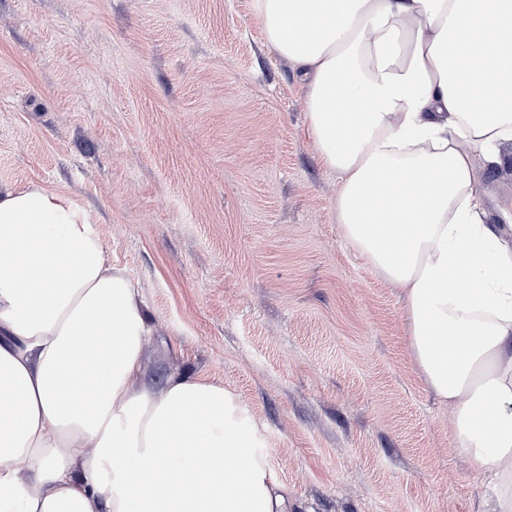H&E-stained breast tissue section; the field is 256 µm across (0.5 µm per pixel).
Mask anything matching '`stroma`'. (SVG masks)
Here are the masks:
<instances>
[{
	"label": "stroma",
	"instance_id": "35a3bbf8",
	"mask_svg": "<svg viewBox=\"0 0 512 512\" xmlns=\"http://www.w3.org/2000/svg\"><path fill=\"white\" fill-rule=\"evenodd\" d=\"M303 82L252 0H0V183L82 205L139 288L146 377L233 390L314 512H488L397 288L342 237ZM478 161L512 236V143Z\"/></svg>",
	"mask_w": 512,
	"mask_h": 512
}]
</instances>
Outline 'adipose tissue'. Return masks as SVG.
Returning <instances> with one entry per match:
<instances>
[{
  "label": "adipose tissue",
  "instance_id": "obj_1",
  "mask_svg": "<svg viewBox=\"0 0 512 512\" xmlns=\"http://www.w3.org/2000/svg\"><path fill=\"white\" fill-rule=\"evenodd\" d=\"M305 89L343 238L400 288L456 452L512 512V242L477 153L512 142V0H253ZM139 294L89 213L0 186V512H312L238 396L155 387Z\"/></svg>",
  "mask_w": 512,
  "mask_h": 512
}]
</instances>
